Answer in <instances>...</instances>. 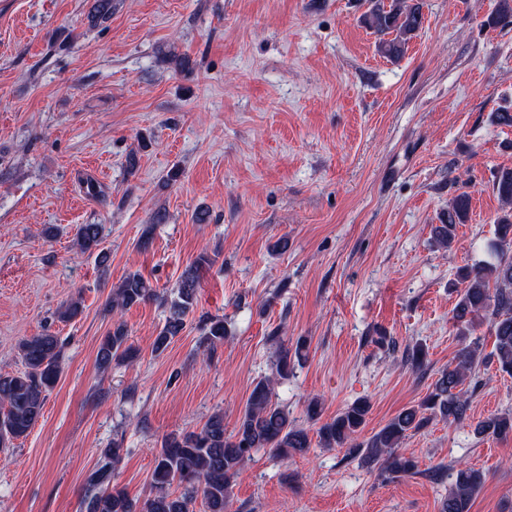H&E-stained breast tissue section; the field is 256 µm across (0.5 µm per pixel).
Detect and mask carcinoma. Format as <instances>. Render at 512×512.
Wrapping results in <instances>:
<instances>
[{
  "label": "carcinoma",
  "instance_id": "cac0c4a2",
  "mask_svg": "<svg viewBox=\"0 0 512 512\" xmlns=\"http://www.w3.org/2000/svg\"><path fill=\"white\" fill-rule=\"evenodd\" d=\"M363 23L377 36V51L397 59L422 25V5L409 0H369ZM488 24L512 25V0H498ZM494 186L503 210L495 224V257L458 272L460 289L454 317L459 324L461 348L454 359L438 372L430 391L418 404L402 409L367 439L357 441L370 405L358 400L317 428L319 447L354 448L369 468L397 476L415 474L417 462L406 454L404 440L433 420L456 425L471 422V395L464 386L474 379L478 367L494 362L500 372L512 376V170L499 171ZM469 201L468 194L461 192L448 204V219L433 227L440 245L447 248L455 241L458 226L468 221ZM103 231L101 224L79 225L76 247L83 254L93 252L101 243ZM212 263L209 254H199L185 267L169 296L158 293L140 272H129L112 288L108 305L117 315L150 301L165 305L168 315L152 343V352L160 356L183 331L185 317L196 303L201 272ZM82 313L81 298H72L61 306L59 318L68 322ZM483 325L493 337V349L488 354L483 353L475 337ZM228 338L224 319H202L199 348L204 354L214 352ZM305 345L301 337L292 350L280 345L277 375H288L291 356H300ZM19 355L24 370L0 374L1 448L26 437L41 416L46 396L61 375L63 343L53 334L42 333L22 340ZM135 356L128 345L126 323L120 317L113 320L98 349L99 367L105 370L114 361ZM404 356L414 371L427 366V350L421 343L407 346ZM474 433L480 438L512 435V411L477 421ZM311 445L308 432L296 424L288 408L273 400L271 381L264 378L253 386L233 431H226L224 413L218 411L196 431L163 437L154 451L150 493L142 499L132 498L125 489L112 484L122 451L120 443L112 442L88 477L83 504L86 512H190L200 496L205 512H231L234 482L255 452L266 448L275 455L303 454ZM451 479L440 512H470L472 501L486 483V473L471 466L455 467ZM174 485L181 488L180 493L170 491Z\"/></svg>",
  "mask_w": 512,
  "mask_h": 512
}]
</instances>
